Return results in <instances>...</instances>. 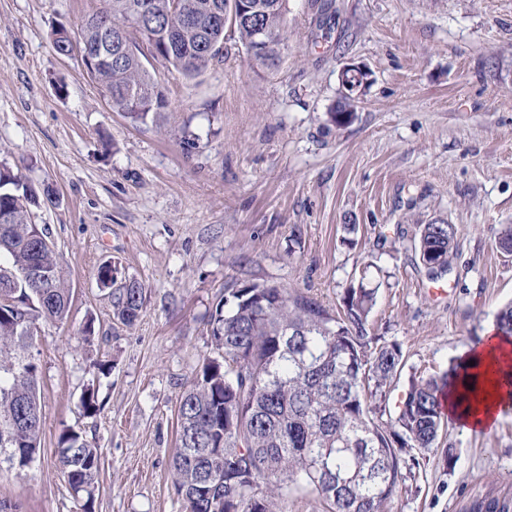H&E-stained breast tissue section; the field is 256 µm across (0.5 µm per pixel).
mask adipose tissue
Listing matches in <instances>:
<instances>
[{"label": "adipose tissue", "instance_id": "obj_1", "mask_svg": "<svg viewBox=\"0 0 512 512\" xmlns=\"http://www.w3.org/2000/svg\"><path fill=\"white\" fill-rule=\"evenodd\" d=\"M465 358L478 365V394L470 411H463L451 397L445 400L446 410L462 426L486 431L494 427L502 410L512 406V397L501 388L505 372L512 371V338L498 333L489 334L467 351Z\"/></svg>", "mask_w": 512, "mask_h": 512}]
</instances>
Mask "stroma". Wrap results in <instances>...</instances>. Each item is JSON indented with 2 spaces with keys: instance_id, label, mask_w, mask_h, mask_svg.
<instances>
[{
  "instance_id": "obj_1",
  "label": "stroma",
  "mask_w": 512,
  "mask_h": 512,
  "mask_svg": "<svg viewBox=\"0 0 512 512\" xmlns=\"http://www.w3.org/2000/svg\"><path fill=\"white\" fill-rule=\"evenodd\" d=\"M99 5L0 0V162L52 191L33 220L72 288L67 318L37 323L41 451L0 468V500L83 512L56 468L72 428L101 453L95 512H184L170 472L179 400L213 353L207 321L225 289L278 284L331 309L376 289L370 329L404 358L378 404L387 420L413 375L448 370L512 301V253L497 246L512 225V0H333L324 21L312 0H289L277 67L226 34L222 61L196 78L156 67L168 108L138 126L52 48L53 22ZM346 66L367 81L339 126ZM438 219L456 247L435 296L414 245ZM111 261L145 286L130 327L97 280ZM416 457L391 512L512 501V408L486 432L448 421Z\"/></svg>"
}]
</instances>
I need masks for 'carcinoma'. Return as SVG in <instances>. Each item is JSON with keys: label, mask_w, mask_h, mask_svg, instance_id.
Here are the masks:
<instances>
[{"label": "carcinoma", "mask_w": 512, "mask_h": 512, "mask_svg": "<svg viewBox=\"0 0 512 512\" xmlns=\"http://www.w3.org/2000/svg\"><path fill=\"white\" fill-rule=\"evenodd\" d=\"M140 0H100L72 31L59 23L52 42L61 56L98 44L115 56L91 77L109 106L133 125L147 123L168 102L145 64L142 45H164L157 63L185 78L223 57L224 28L212 27L216 9L229 14L231 0H182L191 24L172 11L173 0H148L149 23L140 25ZM247 20L231 22L248 48L257 30L275 49L262 61H279L288 7L277 0H251ZM37 192L12 168L0 164V464L22 471L40 452L42 406L31 323L61 321L71 288L54 248L41 241L47 229L32 220ZM453 224H422L415 244L431 281L450 271ZM119 269L99 268L98 282L112 288V313L131 325L144 304L134 278L116 283ZM376 289L352 288L332 312L309 294L272 284L224 289L208 320L219 357L205 358L178 408L173 483L186 512H288L293 488H309L321 512H388L408 462L404 448L430 450L444 431L442 400L456 364L440 375L411 381L395 422L374 417L371 403L386 394L401 366L397 343H380L369 329ZM495 327L512 337V302L496 315ZM463 376V375H461ZM470 378L466 374L463 379ZM56 464L72 490L94 510L99 450L79 431L59 440Z\"/></svg>", "instance_id": "1"}]
</instances>
